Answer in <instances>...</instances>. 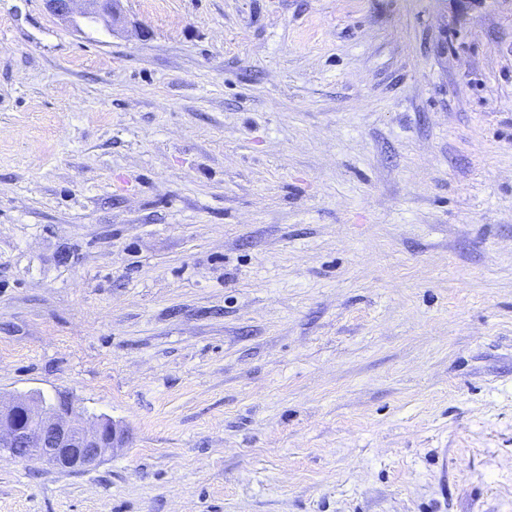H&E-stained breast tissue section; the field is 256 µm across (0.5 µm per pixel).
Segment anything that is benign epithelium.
I'll list each match as a JSON object with an SVG mask.
<instances>
[{"label":"benign epithelium","instance_id":"obj_1","mask_svg":"<svg viewBox=\"0 0 512 512\" xmlns=\"http://www.w3.org/2000/svg\"><path fill=\"white\" fill-rule=\"evenodd\" d=\"M46 11L62 22L75 13L114 29L124 21L123 0H43ZM125 432L111 417L100 415L86 426L83 413L71 398L57 403L35 401L30 395L0 402V452L32 459L72 472L99 464L121 448Z\"/></svg>","mask_w":512,"mask_h":512}]
</instances>
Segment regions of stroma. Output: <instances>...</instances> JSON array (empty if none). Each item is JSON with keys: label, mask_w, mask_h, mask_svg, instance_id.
I'll list each match as a JSON object with an SVG mask.
<instances>
[{"label": "stroma", "mask_w": 512, "mask_h": 512, "mask_svg": "<svg viewBox=\"0 0 512 512\" xmlns=\"http://www.w3.org/2000/svg\"><path fill=\"white\" fill-rule=\"evenodd\" d=\"M0 0V398L123 448L0 512H512V0ZM46 11L62 22H68L79 11L93 22L102 21L114 30L124 21L123 0H42ZM79 5V7H78Z\"/></svg>", "instance_id": "stroma-1"}]
</instances>
